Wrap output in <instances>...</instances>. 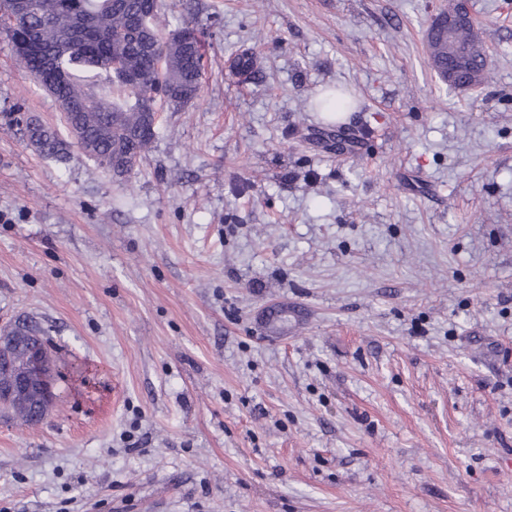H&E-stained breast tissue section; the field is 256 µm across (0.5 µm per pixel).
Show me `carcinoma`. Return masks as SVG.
<instances>
[{"instance_id":"cac0c4a2","label":"carcinoma","mask_w":512,"mask_h":512,"mask_svg":"<svg viewBox=\"0 0 512 512\" xmlns=\"http://www.w3.org/2000/svg\"><path fill=\"white\" fill-rule=\"evenodd\" d=\"M30 4L33 9L20 22L5 29L10 42L22 38L36 48L32 57L15 58L16 64L44 89L53 84V71L65 72L67 80L56 87L53 97L84 105L64 118V134L35 117L27 118L24 140L39 155L61 162L75 146L113 177L125 178L157 137V125L145 107L152 94L163 90L165 96L156 101L176 108L198 96L204 70L200 48L176 38V31L163 33L157 0H78L77 9L67 17L60 16V0H30ZM426 38L433 66L442 75L450 71L449 86H479L488 78L490 63L472 25L457 32L461 52L457 58H448V40L442 33L429 29ZM112 61L138 76L140 83L130 85L109 73ZM86 73L106 75L118 97L109 100L97 95L84 78ZM0 408L27 425L44 412L33 397L1 401Z\"/></svg>"}]
</instances>
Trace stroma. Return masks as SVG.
<instances>
[{"instance_id": "35a3bbf8", "label": "stroma", "mask_w": 512, "mask_h": 512, "mask_svg": "<svg viewBox=\"0 0 512 512\" xmlns=\"http://www.w3.org/2000/svg\"><path fill=\"white\" fill-rule=\"evenodd\" d=\"M161 2L202 87L125 181L26 144L60 110L0 33V329L79 367L0 413V512H512V0H472L464 91L447 0ZM428 48L432 50L433 66L445 77V68L450 71L448 86L467 88L484 83L490 74V61L487 62L483 42L478 31L472 25L461 26L456 35L458 49L462 53L458 58L448 60V40L441 32L427 29ZM0 405L1 411L3 409L12 419L27 425L35 422L34 416L45 410L33 397L17 398L9 402L1 401Z\"/></svg>"}]
</instances>
